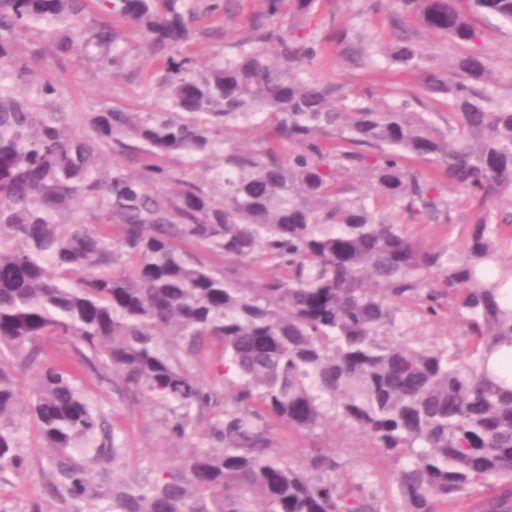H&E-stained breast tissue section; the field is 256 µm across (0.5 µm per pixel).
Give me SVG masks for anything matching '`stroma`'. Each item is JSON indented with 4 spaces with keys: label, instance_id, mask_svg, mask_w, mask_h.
Masks as SVG:
<instances>
[{
    "label": "stroma",
    "instance_id": "stroma-1",
    "mask_svg": "<svg viewBox=\"0 0 512 512\" xmlns=\"http://www.w3.org/2000/svg\"><path fill=\"white\" fill-rule=\"evenodd\" d=\"M263 11L262 0H227L223 14L203 19L196 35L182 46V56L199 68L223 59L235 36L256 21ZM318 19L320 29H328L334 24H355L364 27L382 43L401 26L416 32L422 45L438 56L448 52V43L442 35L421 27L399 11L395 0H388L382 10L365 12L361 11L359 0H321ZM483 30V48L494 69H512V25L490 15L483 20ZM33 47L42 51L40 61L35 64V77H47L64 85L62 104L66 112H91L103 102L128 112H148L164 102L157 80L162 66H155V75L151 78L129 62L116 73L107 74L100 72L94 61L78 53L60 69L51 60L49 43L36 28L23 32L17 43V50L22 55ZM311 71L323 83L368 93L377 103L397 97L415 100L424 96L411 74L387 67L380 57L374 62L356 65L339 52L332 51L319 55ZM456 199L457 206L450 223L410 221L405 226L407 235L429 248L451 241L463 242L470 232L472 207L465 193H457ZM81 382L89 403L105 417L117 443L125 448L129 465L171 467L191 449L211 445L209 417H201L190 428L187 438L174 442L168 438L165 429L166 411L150 394L141 393L120 401L115 395L105 393L93 374H83ZM17 418L21 424L22 451L28 465L20 475L0 472V512H27L30 504L36 501L42 503L47 512H71L70 504L53 492L46 451L26 406H19ZM275 436L279 447L290 459L301 458L307 448L317 445L336 451L346 462L347 472H373L387 506H398L394 462L373 448L369 439L354 427L332 423L311 439L280 426L276 428Z\"/></svg>",
    "mask_w": 512,
    "mask_h": 512
}]
</instances>
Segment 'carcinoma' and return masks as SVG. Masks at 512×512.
Returning a JSON list of instances; mask_svg holds the SVG:
<instances>
[{
	"label": "carcinoma",
	"mask_w": 512,
	"mask_h": 512,
	"mask_svg": "<svg viewBox=\"0 0 512 512\" xmlns=\"http://www.w3.org/2000/svg\"><path fill=\"white\" fill-rule=\"evenodd\" d=\"M318 2L265 0V20L198 70L174 56L195 34L194 0H0V472L27 468L15 372L33 371L32 421L75 512H390L372 475L347 473L336 452L315 447L294 464L276 446L277 424L313 436L336 418L404 461L397 512H466L478 487L481 512H512V264L499 263L512 214L497 212L512 190V97L499 95L512 71L494 70L481 29L487 14L512 22V0H396L448 38L444 68L410 31L383 48L349 26L318 37ZM114 17L168 55V104L103 103L76 122L59 107L64 87L34 79L17 40L41 25L57 65L80 44L116 71L130 50ZM326 43L416 74L426 99L378 105L305 76ZM257 120L272 138L230 142ZM106 152L137 157L140 172L102 171ZM174 152L224 165L168 197L155 186L172 180L161 160ZM358 170L389 211L347 181ZM450 189L471 200L469 236L426 249L402 216L449 221ZM191 243L226 263L258 255L277 274L239 288L181 248ZM443 314L465 327L468 361L454 339H408L414 321ZM46 336L73 354L44 357ZM207 340L233 387L210 421L218 447L167 469L128 466L77 374L120 399L147 389L182 440L213 408L193 371ZM80 449L112 463L103 508Z\"/></svg>",
	"instance_id": "1"
}]
</instances>
